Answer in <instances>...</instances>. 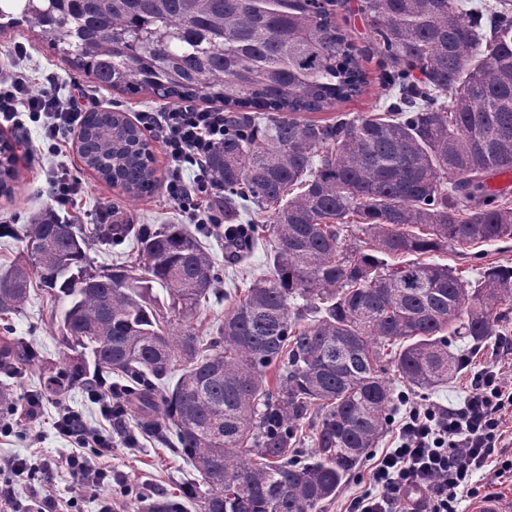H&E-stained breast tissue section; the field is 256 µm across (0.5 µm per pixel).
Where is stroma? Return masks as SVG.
<instances>
[{
    "instance_id": "35a3bbf8",
    "label": "stroma",
    "mask_w": 512,
    "mask_h": 512,
    "mask_svg": "<svg viewBox=\"0 0 512 512\" xmlns=\"http://www.w3.org/2000/svg\"><path fill=\"white\" fill-rule=\"evenodd\" d=\"M358 4L359 0H336L334 10L337 25L354 38L361 50L359 63L366 74L367 83L357 97L327 111L308 113V120L324 123L334 120L341 113L381 112L391 102L381 84L379 58L370 48L371 38L358 12ZM19 45L27 50L25 58L21 60L14 55ZM18 64L23 65L33 78L35 87L52 85L62 98L68 97L73 91H80L93 110L117 108L132 115L155 112L165 105L164 100L147 93L129 97L98 87L91 76L73 68L59 53L41 41L37 29L24 24L0 28V70L11 69ZM0 135L7 137L13 145L18 171L11 195H0V224H9L14 228L13 233L0 237V266L9 264L20 255L22 243L17 236L18 230L29 223L35 213L54 205L40 179V169L44 166H64L71 179L81 186L80 224L86 232H93L100 213L111 204L119 206L130 224L155 227L185 221L162 189L134 202H127L118 189L98 179L84 166L75 146V136H68L59 157L43 160L39 157L41 139L34 126L24 129L7 126L0 129ZM203 243L215 258L218 277L216 286L219 293L211 297L204 307L207 322L214 323L224 316V291L246 287L253 277L265 272V249L256 247L242 261L230 263L224 259V240L221 236L208 232ZM437 260L474 281L486 269L512 266V240L460 248L438 255ZM8 324L12 336L29 345L40 360L51 362L59 369L69 364L72 353L62 343L58 328L51 323V301L41 289H32L29 301L21 310L9 315ZM13 384L17 400L22 401L28 395L36 394L42 396L44 408L41 419L34 423L32 430L0 439V457L25 456L34 466L40 455L63 454L66 443L52 427L58 403L78 409L90 424H97L100 419L98 406L87 399L83 387L69 390L61 402L44 394L38 366L23 368L14 377ZM124 420L126 429L136 432L138 443L129 446L118 436L112 447V468L123 476L122 484L113 485L112 497L122 512H141V503L161 496L182 500L187 512H200L199 500L185 495L186 488L194 482L197 474L176 452L171 441L154 432L137 430L134 414L125 415Z\"/></svg>"
}]
</instances>
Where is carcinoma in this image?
<instances>
[{
	"mask_svg": "<svg viewBox=\"0 0 512 512\" xmlns=\"http://www.w3.org/2000/svg\"><path fill=\"white\" fill-rule=\"evenodd\" d=\"M41 40L102 88L224 108L207 168L224 222L269 223L224 239L237 261L272 239L267 273L229 299L215 333L194 318L215 293L211 253L185 224H101L88 236L43 210L20 257L0 268V314L33 284L58 303L75 354L47 369L66 394L120 373L126 411L160 429L200 475L202 512H323L400 406L390 365L429 390L463 371L457 342L488 343L512 317V267L471 282L424 256L512 240V207L489 185L512 173V0H360L395 102L383 113L330 110L366 85L360 49L329 0H12ZM84 165L129 198L157 178L143 129L125 112L85 113ZM131 237L137 264L92 266L88 251ZM301 299L296 304L294 300ZM0 336V423L9 379L30 362ZM313 448L293 446L313 412ZM147 512H184L172 498Z\"/></svg>",
	"mask_w": 512,
	"mask_h": 512,
	"instance_id": "obj_1",
	"label": "carcinoma"
}]
</instances>
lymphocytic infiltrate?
Wrapping results in <instances>:
<instances>
[{"mask_svg": "<svg viewBox=\"0 0 512 512\" xmlns=\"http://www.w3.org/2000/svg\"><path fill=\"white\" fill-rule=\"evenodd\" d=\"M82 116L78 99H60L49 89L33 92L25 73L0 71V119L19 128L29 121L40 124L48 154L61 152ZM135 119L161 144L167 196L192 223H212L207 199L214 186L206 161L224 140L223 110L184 102L162 112L137 113ZM189 167L196 174L188 182L183 172ZM86 394L98 404L104 424L92 427L78 410L59 408L53 428L71 449L43 458L36 512H73L76 499L62 503L54 494V479L62 470L78 492L101 494L98 512H113L112 436L123 411L105 382L88 387ZM509 414L512 382L493 362L471 371L468 393L458 407L406 404L392 446L374 463L369 490L352 498L346 512H458L463 499L476 496L478 473L489 469L495 479H512V458L506 455L512 440L503 429Z\"/></svg>", "mask_w": 512, "mask_h": 512, "instance_id": "lymphocytic-infiltrate-1", "label": "lymphocytic infiltrate"}]
</instances>
